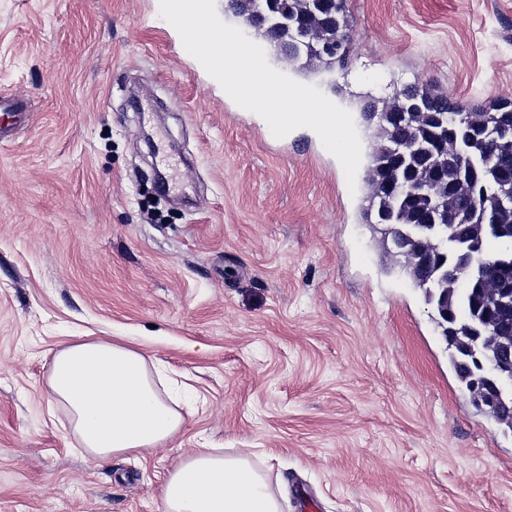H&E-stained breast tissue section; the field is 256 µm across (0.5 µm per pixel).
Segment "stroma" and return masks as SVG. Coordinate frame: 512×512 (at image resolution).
<instances>
[{
  "mask_svg": "<svg viewBox=\"0 0 512 512\" xmlns=\"http://www.w3.org/2000/svg\"><path fill=\"white\" fill-rule=\"evenodd\" d=\"M344 62L299 69L354 116L427 85L512 100V0H347ZM0 512H162L179 454L249 452L284 512H512V434L476 410L422 294L309 128L272 136L185 54L158 0H0ZM129 336L185 426L87 463L53 352ZM23 106L0 99V139L19 128L25 119Z\"/></svg>",
  "mask_w": 512,
  "mask_h": 512,
  "instance_id": "1",
  "label": "stroma"
}]
</instances>
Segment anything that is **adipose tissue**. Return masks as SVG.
Wrapping results in <instances>:
<instances>
[{"label":"adipose tissue","instance_id":"adipose-tissue-1","mask_svg":"<svg viewBox=\"0 0 512 512\" xmlns=\"http://www.w3.org/2000/svg\"><path fill=\"white\" fill-rule=\"evenodd\" d=\"M165 367L124 336L77 337L51 359L47 388L86 460L142 456L168 444L185 419ZM163 512H281L266 475L245 455L197 448L161 488Z\"/></svg>","mask_w":512,"mask_h":512}]
</instances>
